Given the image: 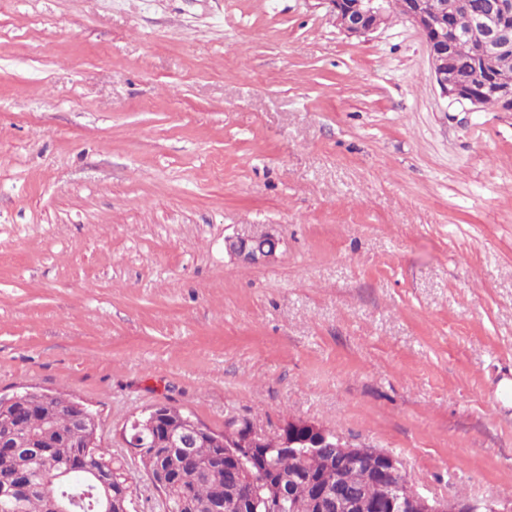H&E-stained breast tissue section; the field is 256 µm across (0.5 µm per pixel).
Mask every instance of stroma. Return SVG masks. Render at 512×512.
<instances>
[{
	"instance_id": "obj_1",
	"label": "stroma",
	"mask_w": 512,
	"mask_h": 512,
	"mask_svg": "<svg viewBox=\"0 0 512 512\" xmlns=\"http://www.w3.org/2000/svg\"><path fill=\"white\" fill-rule=\"evenodd\" d=\"M270 232L274 258L225 249ZM512 112L401 15L0 0V395L316 422L437 497L512 500ZM384 0H324L336 24L350 38H364L389 21L388 9L381 8Z\"/></svg>"
}]
</instances>
